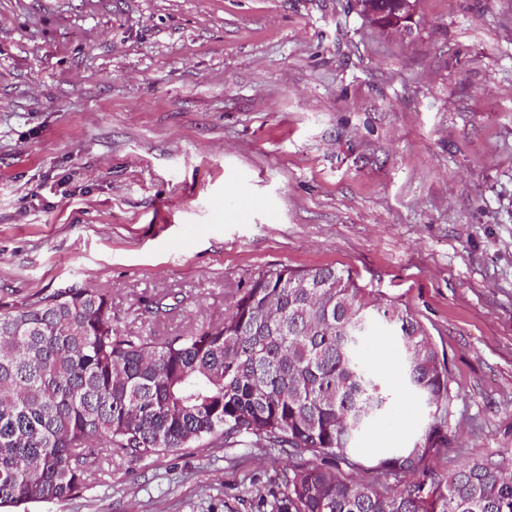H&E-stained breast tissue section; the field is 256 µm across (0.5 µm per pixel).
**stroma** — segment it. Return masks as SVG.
<instances>
[{
    "label": "stroma",
    "instance_id": "stroma-1",
    "mask_svg": "<svg viewBox=\"0 0 512 512\" xmlns=\"http://www.w3.org/2000/svg\"><path fill=\"white\" fill-rule=\"evenodd\" d=\"M271 265L422 325L452 407L421 473L512 458V0H417L407 32L356 0H0V304L90 285L176 336ZM429 420L401 391L340 477L402 488L377 460ZM299 462L176 452L26 512H271Z\"/></svg>",
    "mask_w": 512,
    "mask_h": 512
}]
</instances>
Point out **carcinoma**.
Masks as SVG:
<instances>
[{
    "label": "carcinoma",
    "mask_w": 512,
    "mask_h": 512,
    "mask_svg": "<svg viewBox=\"0 0 512 512\" xmlns=\"http://www.w3.org/2000/svg\"><path fill=\"white\" fill-rule=\"evenodd\" d=\"M361 12L384 28L402 19L400 0ZM377 324L391 327L403 384L431 416L412 445L377 463L405 476L447 445L448 369L407 310L348 272L262 268L224 320L179 336L119 332L101 288L0 305V508L67 500L116 460L247 441L322 458L283 474L277 512H512V468L493 457L393 492L338 476L396 402L361 360Z\"/></svg>",
    "instance_id": "cac0c4a2"
}]
</instances>
